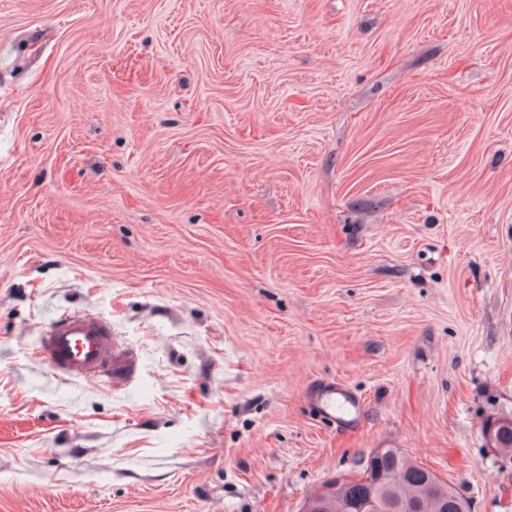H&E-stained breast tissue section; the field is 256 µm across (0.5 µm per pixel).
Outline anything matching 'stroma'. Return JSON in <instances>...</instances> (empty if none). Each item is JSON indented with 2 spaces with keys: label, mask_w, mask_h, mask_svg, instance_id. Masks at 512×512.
<instances>
[{
  "label": "stroma",
  "mask_w": 512,
  "mask_h": 512,
  "mask_svg": "<svg viewBox=\"0 0 512 512\" xmlns=\"http://www.w3.org/2000/svg\"><path fill=\"white\" fill-rule=\"evenodd\" d=\"M66 312L134 378L54 372ZM507 414L512 0H0V512H301L378 448L512 512ZM318 406L328 417L346 421L345 416H350L353 411H359L360 403L349 396L336 399V391H328L318 400ZM495 427L494 434L496 437L495 447L498 453L504 455L512 454V415L499 416L487 420L484 427Z\"/></svg>",
  "instance_id": "1"
}]
</instances>
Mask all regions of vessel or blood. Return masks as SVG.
I'll list each match as a JSON object with an SVG mask.
<instances>
[{
  "label": "vessel or blood",
  "instance_id": "b4317fda",
  "mask_svg": "<svg viewBox=\"0 0 512 512\" xmlns=\"http://www.w3.org/2000/svg\"><path fill=\"white\" fill-rule=\"evenodd\" d=\"M39 352L50 367L74 379H92L103 374L128 381L136 373V361L112 338V324L104 317L76 313L58 317L42 334ZM328 417L341 420L360 407L357 399L327 392L318 401Z\"/></svg>",
  "mask_w": 512,
  "mask_h": 512
}]
</instances>
